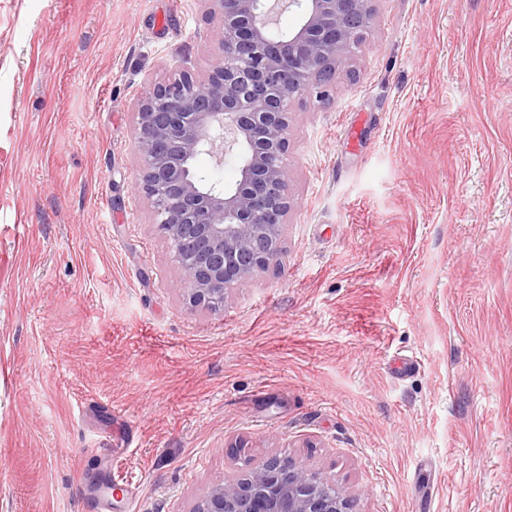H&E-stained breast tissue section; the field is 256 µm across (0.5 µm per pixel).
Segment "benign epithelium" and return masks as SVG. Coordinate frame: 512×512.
I'll use <instances>...</instances> for the list:
<instances>
[{
  "label": "benign epithelium",
  "mask_w": 512,
  "mask_h": 512,
  "mask_svg": "<svg viewBox=\"0 0 512 512\" xmlns=\"http://www.w3.org/2000/svg\"><path fill=\"white\" fill-rule=\"evenodd\" d=\"M219 24L213 61L200 75L149 84L137 104L136 187L181 272L192 307L224 309L240 281L281 259L292 208L288 151L291 103L324 98L336 65L373 21L376 0H203ZM300 23L278 32V6ZM203 152L219 164L234 155L230 188L193 172ZM354 496L320 473L270 456L256 470L213 485L191 512H353Z\"/></svg>",
  "instance_id": "obj_1"
}]
</instances>
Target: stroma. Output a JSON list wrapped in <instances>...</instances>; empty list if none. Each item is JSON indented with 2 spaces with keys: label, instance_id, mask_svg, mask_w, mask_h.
I'll list each match as a JSON object with an SVG mask.
<instances>
[{
  "label": "stroma",
  "instance_id": "obj_1",
  "mask_svg": "<svg viewBox=\"0 0 512 512\" xmlns=\"http://www.w3.org/2000/svg\"><path fill=\"white\" fill-rule=\"evenodd\" d=\"M375 10L292 106L281 261L214 314L132 138L209 69L203 0H0V512H190L275 454L355 512H512V0Z\"/></svg>",
  "mask_w": 512,
  "mask_h": 512
}]
</instances>
